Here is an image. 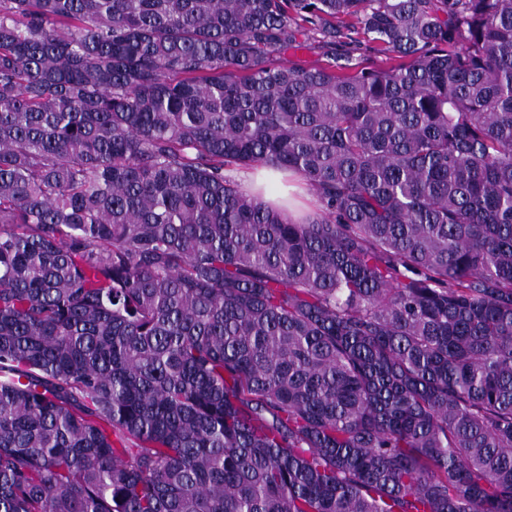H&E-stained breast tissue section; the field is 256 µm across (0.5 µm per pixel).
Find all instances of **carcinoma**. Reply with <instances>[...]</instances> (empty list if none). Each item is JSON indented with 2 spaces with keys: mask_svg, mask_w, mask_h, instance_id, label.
Masks as SVG:
<instances>
[{
  "mask_svg": "<svg viewBox=\"0 0 512 512\" xmlns=\"http://www.w3.org/2000/svg\"><path fill=\"white\" fill-rule=\"evenodd\" d=\"M0 512H512V0H0ZM296 47L288 49L284 54H274L288 65L300 68H313L333 63L334 57L350 55L352 64H357L359 69L371 67L379 63L380 56L373 50V43L366 38H360L359 43L341 39L334 46H326L318 42V39L297 35Z\"/></svg>",
  "mask_w": 512,
  "mask_h": 512,
  "instance_id": "obj_1",
  "label": "carcinoma"
}]
</instances>
